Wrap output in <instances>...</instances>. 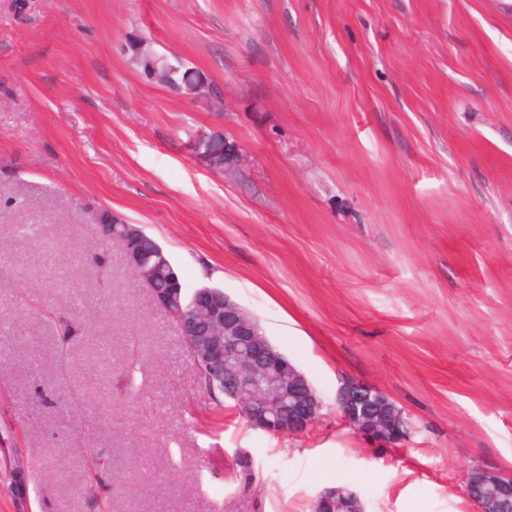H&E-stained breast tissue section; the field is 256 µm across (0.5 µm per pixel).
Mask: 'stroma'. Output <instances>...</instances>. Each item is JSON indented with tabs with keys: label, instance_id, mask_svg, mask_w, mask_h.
I'll return each instance as SVG.
<instances>
[{
	"label": "stroma",
	"instance_id": "35a3bbf8",
	"mask_svg": "<svg viewBox=\"0 0 512 512\" xmlns=\"http://www.w3.org/2000/svg\"><path fill=\"white\" fill-rule=\"evenodd\" d=\"M213 133L231 171L191 151ZM102 212L256 317L322 418L217 401L121 245L87 264ZM346 378L405 442L344 422ZM476 465L512 472V0H0V512H474ZM165 72L167 76H172L173 74L180 71V68L175 67L169 63L164 65ZM183 67L181 66V73L175 74L172 76V81L170 78L162 79L157 81L159 84L168 86L175 90H180L182 82L185 84V88L182 87L189 95L193 96H205V97H213L214 96V86L208 81V79L199 71H192L186 74L181 80ZM336 405L343 420L357 433L383 445L406 440L404 412L381 389L361 380H344L336 394ZM340 489H349L338 486ZM330 488L320 492L313 501V512H365L364 503L355 491Z\"/></svg>",
	"mask_w": 512,
	"mask_h": 512
}]
</instances>
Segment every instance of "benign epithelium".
<instances>
[{"instance_id": "obj_1", "label": "benign epithelium", "mask_w": 512, "mask_h": 512, "mask_svg": "<svg viewBox=\"0 0 512 512\" xmlns=\"http://www.w3.org/2000/svg\"><path fill=\"white\" fill-rule=\"evenodd\" d=\"M184 91L214 96V86L199 71L183 78ZM208 168L228 171L239 158L237 145L211 134L194 144ZM96 239L122 237L127 266L149 289L157 307L172 316L197 368L211 389H219L247 415L255 429L302 434L321 418L324 404L308 378L266 336L258 320L220 288L186 292L181 274L165 251L136 224L112 214V223H95ZM343 420L357 433L383 445L408 435L404 412L389 394L361 380L347 379L336 394ZM464 492L475 512H512V475L482 466L465 477ZM313 512H365L358 493L330 488L313 501Z\"/></svg>"}]
</instances>
